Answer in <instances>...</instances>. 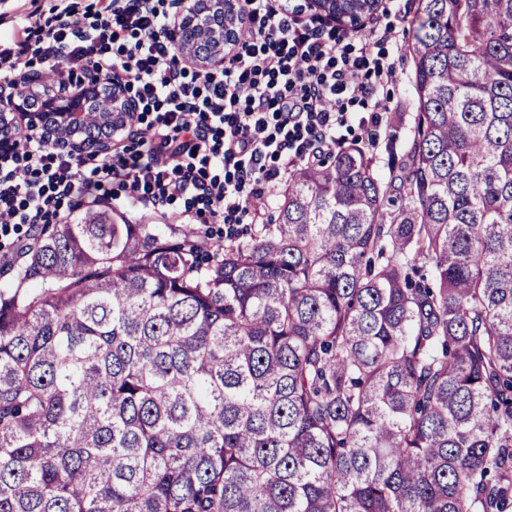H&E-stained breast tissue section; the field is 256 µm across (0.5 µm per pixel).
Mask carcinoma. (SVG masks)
Returning <instances> with one entry per match:
<instances>
[{
	"label": "carcinoma",
	"mask_w": 512,
	"mask_h": 512,
	"mask_svg": "<svg viewBox=\"0 0 512 512\" xmlns=\"http://www.w3.org/2000/svg\"><path fill=\"white\" fill-rule=\"evenodd\" d=\"M409 52L387 179L298 164L207 248L40 230L0 285V512L512 509V0H418Z\"/></svg>",
	"instance_id": "carcinoma-1"
}]
</instances>
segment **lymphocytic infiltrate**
Here are the masks:
<instances>
[{
  "label": "lymphocytic infiltrate",
  "mask_w": 512,
  "mask_h": 512,
  "mask_svg": "<svg viewBox=\"0 0 512 512\" xmlns=\"http://www.w3.org/2000/svg\"><path fill=\"white\" fill-rule=\"evenodd\" d=\"M249 37L222 67L197 71L180 50L182 18L161 0H99L94 18L73 0L16 16L0 41V85L17 84L40 63L61 87L80 88L85 72L126 86L140 102L130 125L147 124L156 146L127 155L81 154L50 145L37 133L18 138L0 162V237L20 224H49L64 203L112 200L120 184L128 203L162 209L182 199L224 225L253 219L257 185L273 187L288 160L319 162L356 120L353 105L390 114L377 83L395 80L392 66L361 77L371 45L392 29L337 31L312 15L301 19L288 0H242Z\"/></svg>",
  "instance_id": "f902f5d3"
}]
</instances>
